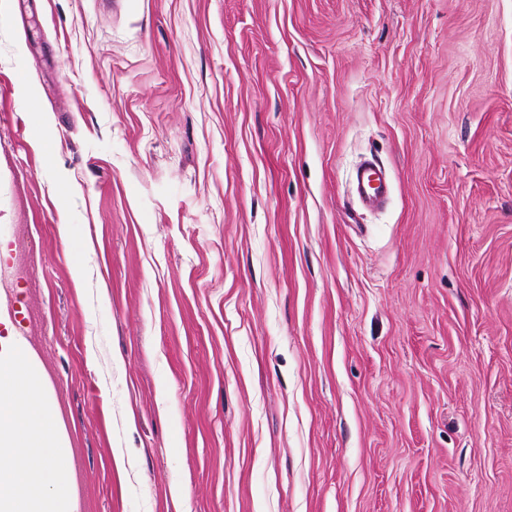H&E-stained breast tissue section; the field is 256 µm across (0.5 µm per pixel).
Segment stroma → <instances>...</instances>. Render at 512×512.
I'll list each match as a JSON object with an SVG mask.
<instances>
[{"label": "stroma", "instance_id": "obj_1", "mask_svg": "<svg viewBox=\"0 0 512 512\" xmlns=\"http://www.w3.org/2000/svg\"><path fill=\"white\" fill-rule=\"evenodd\" d=\"M0 235L80 512H512V0H0ZM357 193L364 201H373L385 192V185L374 165L361 166L356 174Z\"/></svg>", "mask_w": 512, "mask_h": 512}]
</instances>
